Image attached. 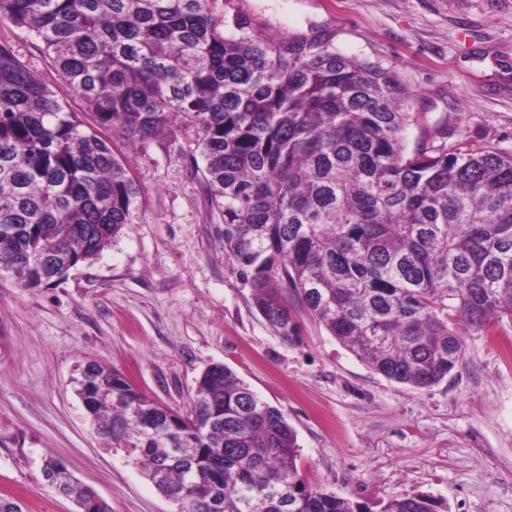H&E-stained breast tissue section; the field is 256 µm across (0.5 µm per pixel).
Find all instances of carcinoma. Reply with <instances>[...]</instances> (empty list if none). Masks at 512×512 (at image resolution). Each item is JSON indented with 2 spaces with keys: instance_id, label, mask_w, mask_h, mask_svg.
<instances>
[{
  "instance_id": "carcinoma-1",
  "label": "carcinoma",
  "mask_w": 512,
  "mask_h": 512,
  "mask_svg": "<svg viewBox=\"0 0 512 512\" xmlns=\"http://www.w3.org/2000/svg\"><path fill=\"white\" fill-rule=\"evenodd\" d=\"M214 0H0L80 96L88 125L0 41V278L39 288L99 256L139 190L99 135L133 146L196 132L194 170L224 254L284 339L293 291L385 378L427 388L462 364L463 331L512 323V154L420 140L393 72L321 42L284 44ZM56 259L44 274L25 261ZM75 392L106 447L197 512H448L429 494L372 505L314 488L283 412L225 365L181 414L93 360ZM189 448L187 458L176 449ZM41 475L78 512L108 503L52 455Z\"/></svg>"
}]
</instances>
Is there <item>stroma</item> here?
<instances>
[{
    "label": "stroma",
    "instance_id": "35a3bbf8",
    "mask_svg": "<svg viewBox=\"0 0 512 512\" xmlns=\"http://www.w3.org/2000/svg\"><path fill=\"white\" fill-rule=\"evenodd\" d=\"M281 40L319 39L392 70L409 91L407 145L433 132L512 153V0H216ZM0 38L64 101L83 103L38 42L0 19ZM108 141L140 190L111 245L50 286L0 279V496L23 512H75L40 478L44 454L112 512H174L94 432L70 379L93 358L186 410L197 378L221 363L280 408L305 481L354 501L426 493L448 512H512V326L463 338L454 373L426 389L390 381L300 303L283 340L224 256V220L195 172L193 131L126 148Z\"/></svg>",
    "mask_w": 512,
    "mask_h": 512
}]
</instances>
